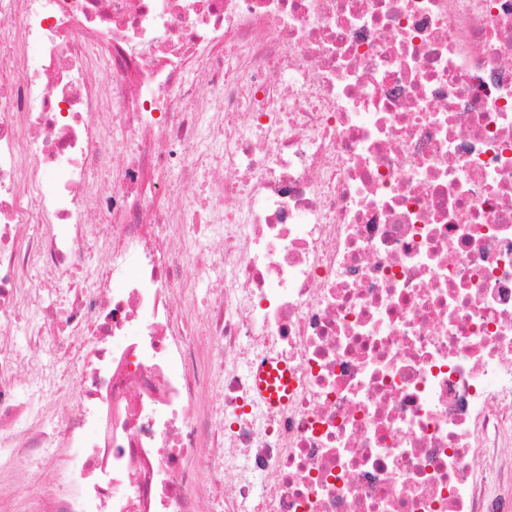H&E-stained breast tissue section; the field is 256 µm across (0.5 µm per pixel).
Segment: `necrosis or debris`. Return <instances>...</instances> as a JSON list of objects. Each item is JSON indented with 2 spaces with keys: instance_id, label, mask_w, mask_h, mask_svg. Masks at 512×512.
<instances>
[{
  "instance_id": "1",
  "label": "necrosis or debris",
  "mask_w": 512,
  "mask_h": 512,
  "mask_svg": "<svg viewBox=\"0 0 512 512\" xmlns=\"http://www.w3.org/2000/svg\"><path fill=\"white\" fill-rule=\"evenodd\" d=\"M507 443L512 0H0L34 512H512ZM271 362V359H266L259 364L257 367L256 380L257 389L261 399H263L266 403H269L271 406H274L280 402V397L275 390L266 386V381L270 379V375L273 374L274 371H282L283 376L280 377L281 386L278 388L279 391H282L284 387L288 389V374L286 373V367L276 365V368H274V366L271 365Z\"/></svg>"
}]
</instances>
